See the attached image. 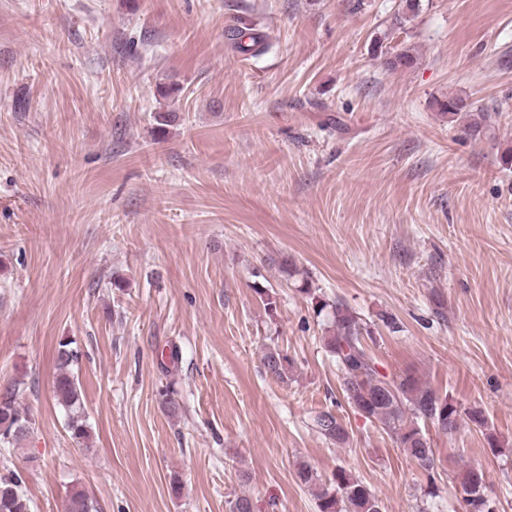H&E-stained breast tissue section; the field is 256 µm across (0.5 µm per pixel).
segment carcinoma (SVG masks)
<instances>
[{"instance_id":"1","label":"carcinoma","mask_w":512,"mask_h":512,"mask_svg":"<svg viewBox=\"0 0 512 512\" xmlns=\"http://www.w3.org/2000/svg\"><path fill=\"white\" fill-rule=\"evenodd\" d=\"M230 47L244 55L256 56L269 46L268 36L250 28H231L227 32ZM415 64V56L404 49L388 56L385 65L394 72L408 69ZM444 113L455 116L461 112H474L477 119L469 124L470 134L478 136L490 126L492 114L475 102L450 96L439 103ZM331 309V330L324 337V347L336 364L338 377L347 404L365 419L374 423L399 443L413 460L422 462L429 479H434L435 455L430 442L422 433L418 421L431 422L434 427L448 434L455 431L461 417L456 403L447 396L437 394L415 373L405 372L388 377L379 371L377 362L364 344V336L370 335L360 318L347 307L338 303L316 301L317 313ZM79 354L68 339L58 341L55 350V377L53 397L67 416L70 437L84 443L90 437L83 418L84 402L79 378L75 373ZM262 365L267 374L281 382L288 380L293 361L288 353L270 347L262 354ZM23 389L14 382L4 387L0 395V444L5 448L21 444L24 433L15 432L13 424L30 418L27 408L20 403ZM335 413L323 410L313 417V426L330 443L337 446L349 441V432ZM20 474L12 472L0 476V512H31L29 500L21 490ZM461 485L486 487L483 470L469 467L461 473ZM319 512H382L375 493L343 469L333 476V487L321 490L317 495ZM63 512H98L93 499L82 489L73 488L66 495Z\"/></svg>"}]
</instances>
